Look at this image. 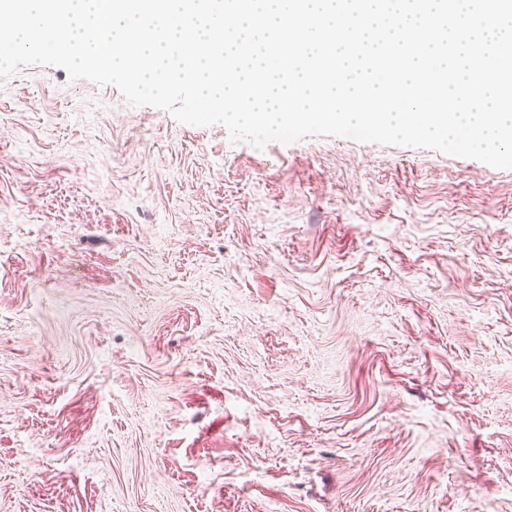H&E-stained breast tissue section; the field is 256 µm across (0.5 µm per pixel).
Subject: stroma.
Here are the masks:
<instances>
[{"mask_svg":"<svg viewBox=\"0 0 512 512\" xmlns=\"http://www.w3.org/2000/svg\"><path fill=\"white\" fill-rule=\"evenodd\" d=\"M0 512H512V169L0 80Z\"/></svg>","mask_w":512,"mask_h":512,"instance_id":"stroma-1","label":"stroma"}]
</instances>
